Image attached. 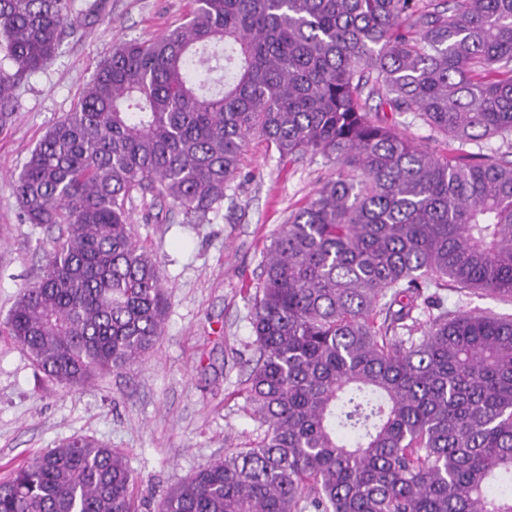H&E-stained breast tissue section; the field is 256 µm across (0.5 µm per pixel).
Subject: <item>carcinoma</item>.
Instances as JSON below:
<instances>
[{
    "mask_svg": "<svg viewBox=\"0 0 512 512\" xmlns=\"http://www.w3.org/2000/svg\"><path fill=\"white\" fill-rule=\"evenodd\" d=\"M81 22L70 0H0V127L12 88ZM448 141L437 155L369 101ZM512 0H195L189 21L112 48L14 183L26 224L66 225L6 335L78 386L162 335L157 259L130 207L205 220L248 140L336 178L262 261L245 389L265 428L159 512H512V318L429 307L448 284L512 298ZM125 458L87 437L0 481V512H139Z\"/></svg>",
    "mask_w": 512,
    "mask_h": 512,
    "instance_id": "obj_1",
    "label": "carcinoma"
}]
</instances>
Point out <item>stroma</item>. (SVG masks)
Segmentation results:
<instances>
[{
    "label": "stroma",
    "instance_id": "1",
    "mask_svg": "<svg viewBox=\"0 0 512 512\" xmlns=\"http://www.w3.org/2000/svg\"><path fill=\"white\" fill-rule=\"evenodd\" d=\"M94 1L99 11L65 35L51 63L16 84L13 118L0 128V321L21 290L39 280L40 243L59 233L21 222L13 178L45 133L75 109L112 45L181 27L193 9L192 0H72V9L84 12ZM335 175V163L322 156L284 158L254 138L206 221L191 224L169 202L135 199L134 237L160 263L163 333L121 374L75 387L35 371L0 335V479L81 435L125 456L148 512H156L168 488L256 440L260 430L248 415L244 387L262 255L290 212ZM435 296L451 310L512 315L511 300L487 293L448 286Z\"/></svg>",
    "mask_w": 512,
    "mask_h": 512
}]
</instances>
